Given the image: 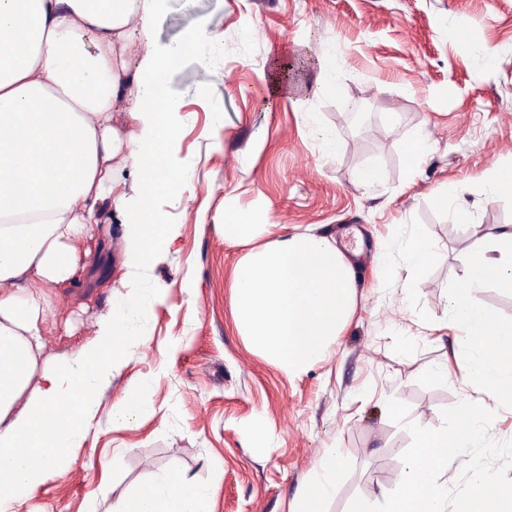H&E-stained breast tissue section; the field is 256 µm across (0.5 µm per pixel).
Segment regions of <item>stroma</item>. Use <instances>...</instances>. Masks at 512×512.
Wrapping results in <instances>:
<instances>
[{"label":"stroma","mask_w":512,"mask_h":512,"mask_svg":"<svg viewBox=\"0 0 512 512\" xmlns=\"http://www.w3.org/2000/svg\"><path fill=\"white\" fill-rule=\"evenodd\" d=\"M201 30L223 36V66L186 56L167 87L192 116L178 160L193 179L181 198L153 202L180 236L127 276V217L103 204L89 275L50 297L39 366H78L111 327L113 301L144 280L162 290L151 332L104 370L87 441L16 512H84L99 486L133 488L167 469L216 480L214 512H289L328 448L346 466L322 509L348 512L355 496L376 502L404 469L411 437L390 421L389 399L433 429L445 408L483 398L463 370L462 337L442 324L448 284L480 245L472 225L512 230V193L490 198L483 186L489 170L512 167V0H165L133 51L158 53ZM328 48L339 77L319 94ZM315 123L335 132V156ZM420 138L431 149L416 159ZM367 168L379 176L369 189L358 183ZM446 193L466 220L439 205ZM237 210L286 236L310 226L337 241L349 225L389 254L380 268L354 260L353 312L303 371L267 359L234 325L232 276L249 247L225 242L222 225ZM415 233L436 246L417 277L403 257ZM435 362L447 363V379L429 377ZM146 376L153 415L113 427V403ZM255 424L273 439L261 454Z\"/></svg>","instance_id":"35a3bbf8"}]
</instances>
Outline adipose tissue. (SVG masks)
Returning a JSON list of instances; mask_svg holds the SVG:
<instances>
[{
	"label": "adipose tissue",
	"instance_id": "ef3b65f1",
	"mask_svg": "<svg viewBox=\"0 0 512 512\" xmlns=\"http://www.w3.org/2000/svg\"><path fill=\"white\" fill-rule=\"evenodd\" d=\"M156 9L155 0H0V446L8 450L0 461V512H16L87 440L101 371L151 330L160 291L145 283L113 304L112 327L81 368H38L48 298L86 268L78 245L98 237L101 203L135 214L127 267L154 263L179 237L178 226L149 207L156 196H181L191 181L189 167L175 162L189 117L165 86L186 54L223 63L224 44L192 39L131 63L127 49ZM126 124L132 130L124 135ZM124 152L139 159L134 198L114 177ZM260 234L263 245L234 271V322L256 350L299 371L340 335L355 298L353 267L315 229L286 237L248 211L225 220V242ZM149 387L140 379L113 403V425L152 413ZM343 467L328 449L291 512H320ZM214 494L210 482L165 470L119 494L101 487L85 512H98L107 497L112 512H213Z\"/></svg>",
	"mask_w": 512,
	"mask_h": 512
}]
</instances>
